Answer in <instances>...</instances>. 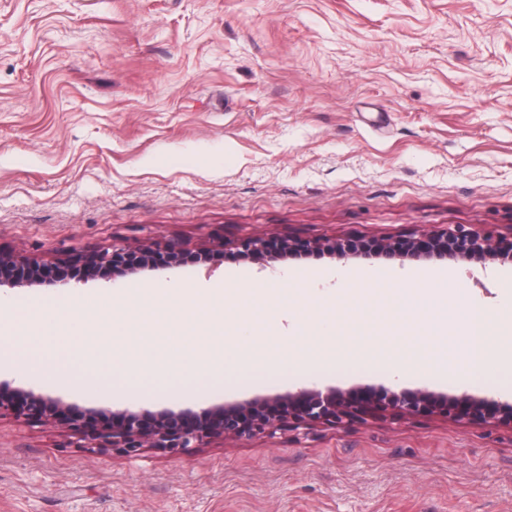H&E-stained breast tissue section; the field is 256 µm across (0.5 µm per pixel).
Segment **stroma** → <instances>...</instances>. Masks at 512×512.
Returning a JSON list of instances; mask_svg holds the SVG:
<instances>
[{
    "label": "stroma",
    "mask_w": 512,
    "mask_h": 512,
    "mask_svg": "<svg viewBox=\"0 0 512 512\" xmlns=\"http://www.w3.org/2000/svg\"><path fill=\"white\" fill-rule=\"evenodd\" d=\"M458 225L512 234V0H0V249L52 260L178 238L215 252L210 268L2 287L0 340L22 308L59 303L82 363L190 367L197 339L235 368L199 392L116 397L4 366V392L133 412L332 387L511 403L512 263L261 264L232 249ZM392 277L447 283L496 319L480 377L449 363L454 327L402 325L375 299ZM208 286L223 323L175 297ZM153 288L173 292L167 312L152 313ZM292 344L323 367L288 368ZM0 512H512V426L370 413L128 455L6 412ZM268 243L269 241L260 237L247 238L234 244V248L237 250L238 254L244 258L261 260L264 259L268 253Z\"/></svg>",
    "instance_id": "stroma-1"
}]
</instances>
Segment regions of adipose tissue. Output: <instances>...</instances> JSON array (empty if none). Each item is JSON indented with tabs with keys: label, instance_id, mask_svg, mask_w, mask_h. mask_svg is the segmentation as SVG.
<instances>
[{
	"label": "adipose tissue",
	"instance_id": "obj_1",
	"mask_svg": "<svg viewBox=\"0 0 512 512\" xmlns=\"http://www.w3.org/2000/svg\"><path fill=\"white\" fill-rule=\"evenodd\" d=\"M432 296L433 303L426 309V316L435 322L454 320L460 334L459 346L452 357L453 362L465 364L469 369L477 365L497 347L496 329L490 328L483 308L468 303L465 311H458V301L450 297L447 289L440 288L434 293L417 288L406 292L399 280L386 283L379 293L381 302L392 305L402 303L404 298L419 301ZM42 316L37 309L24 311L23 331L14 344L0 347V363L17 365L30 373H54L64 381H79L105 387L113 394L152 391L162 386L177 391H201L224 379L225 371L201 362L190 371L150 373L140 377H130L126 367L119 362L108 361L96 366H82L71 355L68 343L57 344L54 349L44 345Z\"/></svg>",
	"mask_w": 512,
	"mask_h": 512
}]
</instances>
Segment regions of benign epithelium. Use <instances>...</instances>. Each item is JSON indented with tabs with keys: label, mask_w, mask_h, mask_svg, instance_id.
<instances>
[{
	"label": "benign epithelium",
	"mask_w": 512,
	"mask_h": 512,
	"mask_svg": "<svg viewBox=\"0 0 512 512\" xmlns=\"http://www.w3.org/2000/svg\"><path fill=\"white\" fill-rule=\"evenodd\" d=\"M234 248L244 258L261 260L266 257L268 241L260 237L247 238L234 244ZM298 250L339 259L407 257L453 262L495 261L512 260V239L480 235L462 227L421 237L323 238L306 242L284 239L279 257L292 256ZM208 256L209 251L192 250L179 239L137 249L112 245L83 254L74 261H49L0 250V287H56L89 279L110 281L116 275L136 274L145 269L172 270L189 263H202ZM2 411H12L37 421L72 413L74 424L83 429L88 444L119 449L127 454L141 448L170 452L197 448L212 438L241 440L278 428L336 424L356 419L369 411H397L409 415L437 413L450 420H465L475 425L496 419L512 426V406L504 412L498 405L468 394L437 398L422 390L408 392L389 387L375 392L301 389L285 395L224 404L204 411L199 419L170 409L143 415L127 411L106 414L96 409L75 414L71 406L59 399L21 390L12 395L0 392Z\"/></svg>",
	"instance_id": "7a95c632"
}]
</instances>
